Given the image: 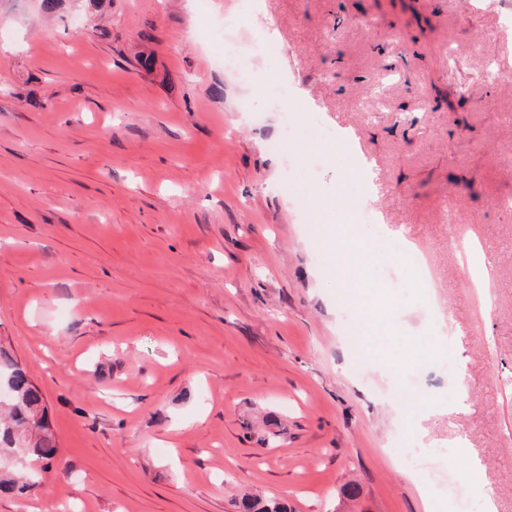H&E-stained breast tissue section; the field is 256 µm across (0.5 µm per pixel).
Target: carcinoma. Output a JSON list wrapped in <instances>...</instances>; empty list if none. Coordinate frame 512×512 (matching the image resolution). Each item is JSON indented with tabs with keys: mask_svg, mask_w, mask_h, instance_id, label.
<instances>
[{
	"mask_svg": "<svg viewBox=\"0 0 512 512\" xmlns=\"http://www.w3.org/2000/svg\"><path fill=\"white\" fill-rule=\"evenodd\" d=\"M0 379L13 388L11 400L0 404V458L18 452L25 458L33 457L46 465L58 455L57 442L47 417L41 390L30 379L27 370L0 347ZM42 485L39 475L0 470V493L15 497L37 492ZM238 512H288V505L280 500H266L245 495L236 503Z\"/></svg>",
	"mask_w": 512,
	"mask_h": 512,
	"instance_id": "obj_1",
	"label": "carcinoma"
}]
</instances>
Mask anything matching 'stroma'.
Returning <instances> with one entry per match:
<instances>
[{
    "mask_svg": "<svg viewBox=\"0 0 512 512\" xmlns=\"http://www.w3.org/2000/svg\"><path fill=\"white\" fill-rule=\"evenodd\" d=\"M250 5L0 0V343L61 451L0 512H484L473 458L512 512V0H263L281 53L251 80L211 36ZM268 72L295 139L242 109ZM323 127L379 174L353 306L303 209L339 179L362 208ZM238 512H288V505L281 500H266L245 495L236 503Z\"/></svg>",
    "mask_w": 512,
    "mask_h": 512,
    "instance_id": "stroma-1",
    "label": "stroma"
}]
</instances>
